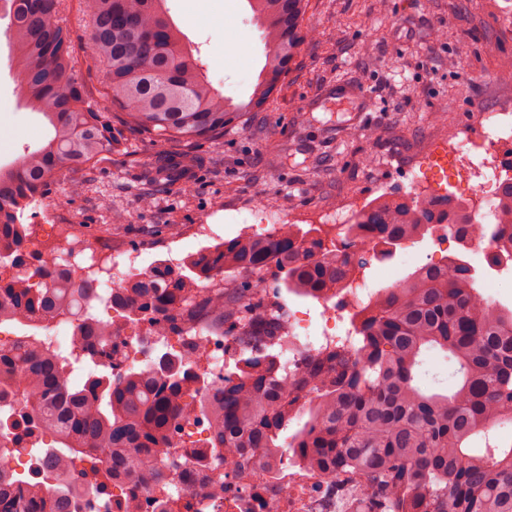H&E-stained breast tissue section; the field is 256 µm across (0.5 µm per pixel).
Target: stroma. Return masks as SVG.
<instances>
[{
    "label": "stroma",
    "mask_w": 512,
    "mask_h": 512,
    "mask_svg": "<svg viewBox=\"0 0 512 512\" xmlns=\"http://www.w3.org/2000/svg\"><path fill=\"white\" fill-rule=\"evenodd\" d=\"M187 45L213 85L232 103L248 101L265 58L247 0H166ZM233 25H225V15ZM316 28L297 48L278 88L224 130L223 137L163 143L133 132L122 111L113 129L123 142L103 152L90 191L70 192L63 173L47 196L30 205L24 222L65 224L75 246L139 248L145 266L181 259L247 234V210L262 203L274 213L332 214L338 195L370 197L378 182L403 195L420 144L448 120L471 123L492 111L493 78L512 63V37L501 34L486 0H309ZM0 21V165L48 134L26 109ZM250 45L241 66L239 40ZM195 159L176 188L152 187L144 173L165 155ZM126 220L117 224L114 212ZM195 224H211L213 238H192ZM432 239L371 263L367 278H402L434 250Z\"/></svg>",
    "instance_id": "obj_1"
}]
</instances>
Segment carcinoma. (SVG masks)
Returning a JSON list of instances; mask_svg holds the SVG:
<instances>
[{
	"label": "carcinoma",
	"instance_id": "obj_1",
	"mask_svg": "<svg viewBox=\"0 0 512 512\" xmlns=\"http://www.w3.org/2000/svg\"><path fill=\"white\" fill-rule=\"evenodd\" d=\"M83 33L73 35L62 0H0L8 48L26 108L53 130L47 143L0 165V262L25 271L0 278V321L36 324L60 317L79 321L77 348L56 354L36 335L0 351V397L22 405L24 417L45 422L56 446L45 449L54 484L45 487L42 512H69L82 480L66 461L83 457L102 482L112 471L135 478L142 455L169 448L180 422L207 421L216 459L234 450L242 463L262 451L265 468L283 448L331 472L365 475L376 512H512V443L486 441L480 456L469 445L498 422L512 421V309L491 308L476 288L477 270L454 257L445 268L421 266L385 288L377 302L352 317L353 340L339 339L313 353L297 371L281 363L282 314L257 294L251 275L274 271V283L303 296L350 288L369 262L349 251L359 241L392 256L412 239L445 232L455 205L438 209L411 202H379L335 239L294 224L273 236H240L175 265L160 263L132 274L108 299L132 324L169 333L204 322L224 328L238 351L235 370L210 382L178 355L163 353L153 369L122 373L99 364L112 357V327L96 315L95 272L71 275L37 260L22 224L65 168L81 172L71 191L91 180L96 157L112 150L111 111L127 112L139 133L161 141L224 136V128L251 111L279 85L295 49L308 36V0H248L266 45L265 62L249 102L232 104L209 80L165 8V0H84ZM102 76L98 96L82 67ZM147 178L165 188L173 168ZM231 271L233 288L201 298L203 278ZM448 353L459 385L451 394L415 383L424 350ZM311 393L302 411L300 395ZM294 433L282 443L293 420ZM191 462L156 460L151 478L164 486L168 471ZM33 497L0 466V512H29Z\"/></svg>",
	"mask_w": 512,
	"mask_h": 512
}]
</instances>
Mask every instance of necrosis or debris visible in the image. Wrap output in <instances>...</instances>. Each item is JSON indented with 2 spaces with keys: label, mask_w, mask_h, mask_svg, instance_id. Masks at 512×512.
Instances as JSON below:
<instances>
[{
  "label": "necrosis or debris",
  "mask_w": 512,
  "mask_h": 512,
  "mask_svg": "<svg viewBox=\"0 0 512 512\" xmlns=\"http://www.w3.org/2000/svg\"><path fill=\"white\" fill-rule=\"evenodd\" d=\"M502 87L494 111L478 116L475 130L449 125L443 139L428 142L412 168L410 194L417 203L429 205L442 197L452 198L463 215L453 225L441 246L466 245L481 262H488L496 248L484 235L490 224L512 223V199L501 188L512 181V64L504 65L495 76ZM379 289L376 282H361L356 287L325 292L317 297L315 313L287 309L285 338L281 357L286 366L301 363L317 350L335 344L337 326H349L352 314L370 307ZM112 335L118 355L114 370L132 366L149 369L156 351L184 355L201 373L211 378L224 374L225 363L233 349L230 337L199 324L185 327L180 334L161 336L155 328L136 327L123 317L112 315ZM20 405L0 406V445L10 448L5 466L13 473L25 474L28 482L44 480V458L34 454L36 445L46 441L43 424L31 423L30 435H22L12 425V414ZM210 432L200 420L183 422L172 447L163 449L169 460L189 456L207 457L211 463L205 475L174 467L168 473V500L189 503L190 512H367L370 496L366 477L348 471L327 473L297 461L279 460L276 478L254 473L242 478L240 460L229 456L224 461L211 459ZM223 486L222 495H214L215 486ZM162 497L156 493L148 474L139 479L112 480L106 490L89 488L80 512H130V502H138L139 512H159Z\"/></svg>",
  "instance_id": "obj_1"
}]
</instances>
